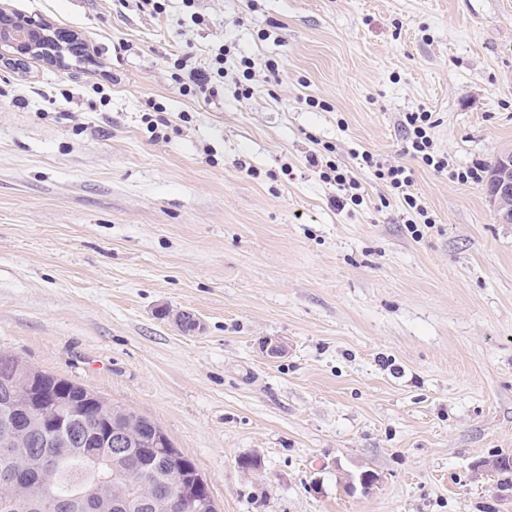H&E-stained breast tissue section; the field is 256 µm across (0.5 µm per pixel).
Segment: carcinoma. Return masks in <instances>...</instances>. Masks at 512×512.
I'll return each mask as SVG.
<instances>
[{
	"label": "carcinoma",
	"mask_w": 512,
	"mask_h": 512,
	"mask_svg": "<svg viewBox=\"0 0 512 512\" xmlns=\"http://www.w3.org/2000/svg\"><path fill=\"white\" fill-rule=\"evenodd\" d=\"M52 403L61 394L74 403L95 396L91 390L66 379L35 370L12 355L0 353V430L11 408L27 403L31 394ZM105 410L96 405L88 408L83 421L72 426L67 436L53 435L43 417L29 420L15 435L17 452L13 465L24 481L14 492L12 512H57L51 502L41 500L45 485H51L58 498L77 491L90 492L99 502V512H117L115 501H129L124 512H176V506L165 495V485L173 471L191 478L199 476L195 463L174 444L150 457L136 448L116 453L99 443L102 434L123 429L137 440H152L160 427L133 412L104 402ZM55 461V471L45 472L39 462ZM108 470L112 481L100 485L95 470Z\"/></svg>",
	"instance_id": "carcinoma-1"
}]
</instances>
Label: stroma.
Segmentation results:
<instances>
[{
  "label": "stroma",
  "mask_w": 512,
  "mask_h": 512,
  "mask_svg": "<svg viewBox=\"0 0 512 512\" xmlns=\"http://www.w3.org/2000/svg\"><path fill=\"white\" fill-rule=\"evenodd\" d=\"M5 2L88 57L0 62V352L156 422L218 512H512V224L455 177L512 148V0ZM422 110L447 171L404 152ZM204 62L199 64L194 63V67L190 69V78H192L193 84L198 88L201 93L211 91L212 86L208 85L212 82V78L216 77L224 78V55L218 53L210 60L208 65ZM363 166L367 167L375 179L384 183L395 195L401 198L405 205V210L409 214L405 224H434V220L429 216L427 208L418 196L411 191L412 178L406 166L387 160L375 158L373 154L364 151L361 154ZM408 222V223H407ZM309 162L313 168L318 169L321 178L329 182L333 181L336 184L338 190L344 194L343 199L356 205L360 203V198L363 199L360 194L361 184L354 178L349 177L348 173L340 169L333 160L312 155Z\"/></svg>",
  "instance_id": "35a3bbf8"
}]
</instances>
